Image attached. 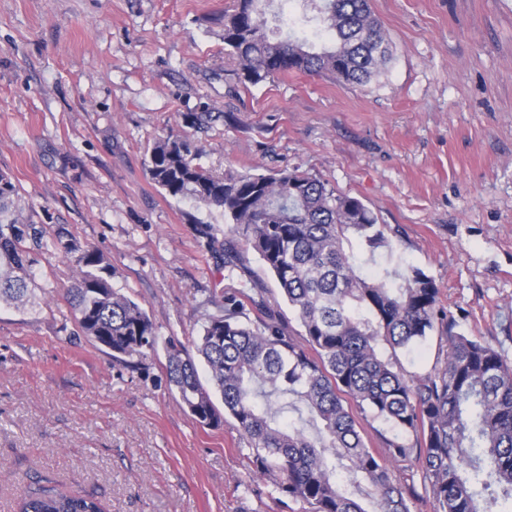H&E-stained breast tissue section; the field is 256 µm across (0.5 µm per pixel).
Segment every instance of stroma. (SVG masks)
<instances>
[{
	"label": "stroma",
	"mask_w": 512,
	"mask_h": 512,
	"mask_svg": "<svg viewBox=\"0 0 512 512\" xmlns=\"http://www.w3.org/2000/svg\"><path fill=\"white\" fill-rule=\"evenodd\" d=\"M231 6L0 0V171L22 218L99 253L158 336L185 344L239 281L195 231L223 215L152 180L154 143L188 140L216 173L296 169L397 229L380 262L422 268L459 332L512 359V0H372L393 58L363 87L238 83ZM35 259L37 311L0 306V512L37 482L107 512H305L254 479L232 418L185 411L165 347L133 374L76 336L74 264L51 243ZM395 358L425 375L440 339Z\"/></svg>",
	"instance_id": "1"
}]
</instances>
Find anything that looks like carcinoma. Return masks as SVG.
<instances>
[{"label": "carcinoma", "instance_id": "1", "mask_svg": "<svg viewBox=\"0 0 512 512\" xmlns=\"http://www.w3.org/2000/svg\"><path fill=\"white\" fill-rule=\"evenodd\" d=\"M273 0H237L224 13V46L238 65V82L256 86L290 72L331 74L363 86L391 59L392 49L370 0H318L316 50L307 37L268 27ZM148 170L170 196L196 200L224 215L197 231L224 256L240 287L224 307L205 315L189 352L166 341V383L198 423L218 427L230 415L249 449L253 475L308 512H412L422 497L396 482L390 461L421 466L434 512H507L512 508V361L490 344L455 331L440 307V288L423 269L407 266L371 275L359 251L375 260L391 248L384 225L360 200L338 194L309 174L229 169L215 174L180 140L152 147ZM17 189L0 172V303L30 302L33 250L44 228L21 221ZM53 245L78 270L69 289L77 335L112 351L130 372L160 342L145 310L112 288L108 267L60 231ZM255 253L276 279L301 331L269 304L247 266ZM445 342L443 365L408 378L386 351L410 347L432 331ZM204 365L212 388L200 379ZM218 392L224 409L213 399ZM298 418L288 420L287 413ZM369 413L396 434L371 448L355 412ZM309 418H303V413ZM19 512H104L91 496L41 489L23 497Z\"/></svg>", "mask_w": 512, "mask_h": 512}]
</instances>
